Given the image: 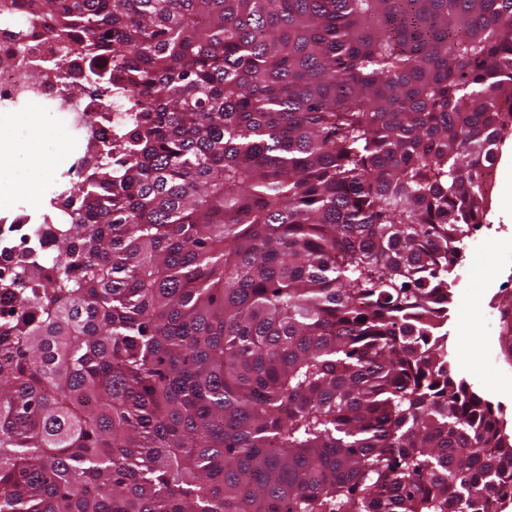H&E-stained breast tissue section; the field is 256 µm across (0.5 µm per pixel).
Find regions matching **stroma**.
<instances>
[{"mask_svg": "<svg viewBox=\"0 0 512 512\" xmlns=\"http://www.w3.org/2000/svg\"><path fill=\"white\" fill-rule=\"evenodd\" d=\"M35 118V135L13 120H0V214L6 216L23 211L39 218L60 188L57 173L62 161L79 146L51 113L39 112ZM493 170L485 222L450 274L453 296L444 329L453 372L499 408L511 433L512 333L485 329L491 305L498 296L512 293V190L505 186L501 165ZM19 174L28 178L23 193L12 183Z\"/></svg>", "mask_w": 512, "mask_h": 512, "instance_id": "stroma-1", "label": "stroma"}]
</instances>
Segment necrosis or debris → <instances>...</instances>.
Listing matches in <instances>:
<instances>
[{"label": "necrosis or debris", "mask_w": 512, "mask_h": 512, "mask_svg": "<svg viewBox=\"0 0 512 512\" xmlns=\"http://www.w3.org/2000/svg\"><path fill=\"white\" fill-rule=\"evenodd\" d=\"M19 23L13 11L0 7V112L34 106L62 118L72 133L96 117L104 137L122 140L127 114L124 92L109 94L92 89L81 95L67 94L64 84H82L86 60L59 53L38 27L33 28L26 48L18 49L13 35ZM44 231V224L32 223L24 213L0 224V270L17 266L40 250L51 249L53 243Z\"/></svg>", "instance_id": "obj_1"}]
</instances>
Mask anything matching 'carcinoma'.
Masks as SVG:
<instances>
[{
    "instance_id": "cac0c4a2",
    "label": "carcinoma",
    "mask_w": 512,
    "mask_h": 512,
    "mask_svg": "<svg viewBox=\"0 0 512 512\" xmlns=\"http://www.w3.org/2000/svg\"><path fill=\"white\" fill-rule=\"evenodd\" d=\"M122 152L0 318V512H488L512 436L450 372L512 134V0H10Z\"/></svg>"
}]
</instances>
